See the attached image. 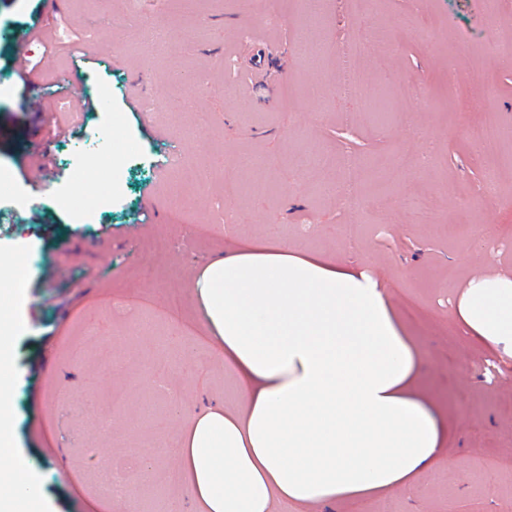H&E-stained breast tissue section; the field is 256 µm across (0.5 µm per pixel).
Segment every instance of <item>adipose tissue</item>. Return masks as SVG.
Masks as SVG:
<instances>
[{
  "instance_id": "obj_1",
  "label": "adipose tissue",
  "mask_w": 512,
  "mask_h": 512,
  "mask_svg": "<svg viewBox=\"0 0 512 512\" xmlns=\"http://www.w3.org/2000/svg\"><path fill=\"white\" fill-rule=\"evenodd\" d=\"M236 400L184 418L176 451L199 512H317L419 487L448 446L424 352L362 265L248 239L196 281ZM460 336L512 358V273L471 278L452 304ZM13 327L0 316V459L15 455L6 398ZM24 467L0 512L36 502Z\"/></svg>"
}]
</instances>
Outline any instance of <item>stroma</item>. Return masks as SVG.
<instances>
[{
	"label": "stroma",
	"mask_w": 512,
	"mask_h": 512,
	"mask_svg": "<svg viewBox=\"0 0 512 512\" xmlns=\"http://www.w3.org/2000/svg\"><path fill=\"white\" fill-rule=\"evenodd\" d=\"M0 0V312L14 317L9 395L15 448L52 512H193L176 456L186 413L234 399L198 301L201 268L242 238L305 244L364 264L389 289L426 351L425 386L453 430L421 492H391L395 512H512V359L455 333L451 301L470 278L512 272V177L486 196L481 174L512 154V135L477 150L488 113L512 123V0H324L317 29L303 0ZM167 30L174 49L145 51ZM28 38L45 101L91 100L63 134L23 108L24 83L5 50ZM466 40L489 55L475 69ZM362 41L351 52L353 41ZM358 76L361 99L345 88ZM438 148L436 166H399ZM51 163L33 168L30 151ZM108 153L112 203L90 196L77 165ZM355 155L368 201L351 211L330 185L329 154ZM209 179L197 180L200 170ZM266 190L254 194V182ZM238 186L224 193L225 183ZM362 227L349 240L345 225ZM208 228L207 235L196 226ZM152 265L155 276L139 271ZM169 395L151 387L156 373ZM149 452V472L124 497L95 486L99 469Z\"/></svg>",
	"instance_id": "35a3bbf8"
}]
</instances>
